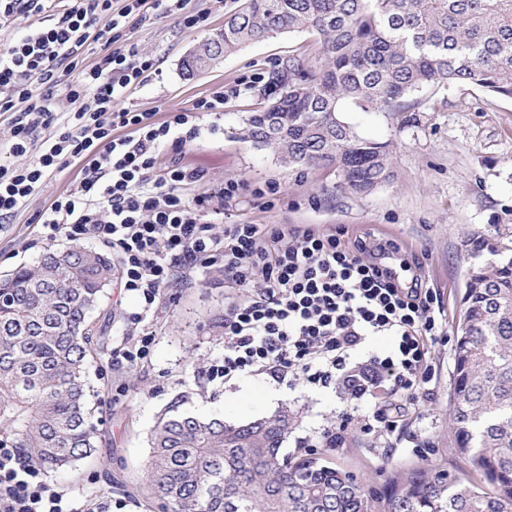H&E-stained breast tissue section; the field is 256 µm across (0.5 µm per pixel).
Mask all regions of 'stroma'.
Returning a JSON list of instances; mask_svg holds the SVG:
<instances>
[{
    "mask_svg": "<svg viewBox=\"0 0 512 512\" xmlns=\"http://www.w3.org/2000/svg\"><path fill=\"white\" fill-rule=\"evenodd\" d=\"M208 13V27L186 30L174 20L150 17L131 25L129 43L155 60L154 73L125 102L154 113L156 121L193 111L195 103L225 90L217 133L202 132L187 143L182 164L203 170V181L184 185L192 199L213 198L207 216L215 232L228 224H316L337 231L346 243L363 240L364 259L386 258L399 281L422 279L440 300L439 319L454 334L461 316V295L468 266L463 241L490 233L494 225L512 226V99L466 84L426 86L409 98L408 112H353L360 135L392 145V178L365 196L336 187L335 169L283 166L273 149L248 138L244 117L256 109L278 59L311 50L315 38L305 31L284 33L251 44L225 57L206 73L187 78L182 61L210 31L222 28L238 0H192ZM77 167L51 173L42 191L0 223V276L36 262L47 250L65 247L66 239L31 242L42 226L40 214L75 185ZM249 184L248 192L226 202L225 182ZM275 185L273 206L252 196V189ZM242 295L223 273L208 271L191 287L172 286L155 310L142 312L135 293L115 284L94 318L107 330L108 351L126 350L138 337H155L147 361L132 368L105 364L93 381L99 390L95 418L97 460L59 478L60 486L82 499L105 503L109 512H149L145 464L148 439L159 414L176 400L207 417L223 412L230 423L269 416L288 406L299 425L288 438V453L317 444V457L353 474L373 491H383L391 477L419 466L445 470L464 481H477L468 458L455 451L450 418L454 346L434 347L435 376L420 399L397 398L401 417L396 432L382 439L364 430L373 402L353 409L341 387L311 390L288 387L265 374H244L228 381L203 378L211 360L224 352L215 325L225 307ZM140 315L132 323V315ZM346 423L344 444L319 447L324 432ZM426 456H419V449Z\"/></svg>",
    "mask_w": 512,
    "mask_h": 512,
    "instance_id": "stroma-1",
    "label": "stroma"
}]
</instances>
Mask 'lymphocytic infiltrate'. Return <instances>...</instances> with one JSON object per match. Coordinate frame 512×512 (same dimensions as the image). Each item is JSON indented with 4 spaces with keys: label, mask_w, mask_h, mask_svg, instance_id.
<instances>
[{
    "label": "lymphocytic infiltrate",
    "mask_w": 512,
    "mask_h": 512,
    "mask_svg": "<svg viewBox=\"0 0 512 512\" xmlns=\"http://www.w3.org/2000/svg\"><path fill=\"white\" fill-rule=\"evenodd\" d=\"M44 13L51 24L35 23ZM150 13L190 30L208 20L190 0H0L1 28L29 20L0 49L8 150L26 159L0 165V222L41 192L48 173L78 164L75 189L39 217L44 239H91L111 249L124 288L147 312L164 288L199 283L214 267L243 290L224 309V353L206 369L207 380L265 373L311 389L335 381L355 401L373 399L382 387L417 398L433 378L432 350L443 334L432 289L399 288L386 269L315 224H228L214 234L210 196L182 193L203 171L176 159L160 166L161 147L181 150L200 128L184 113L158 124L152 113L123 105L155 66L126 40L130 22ZM94 40L105 49L89 64ZM60 85L70 104L63 116ZM118 128L126 136H115ZM377 336L395 337L394 349L359 361ZM0 512L92 510L74 507L68 489L20 449L0 444Z\"/></svg>",
    "instance_id": "obj_1"
}]
</instances>
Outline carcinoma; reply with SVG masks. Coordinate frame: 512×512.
I'll use <instances>...</instances> for the list:
<instances>
[{"mask_svg": "<svg viewBox=\"0 0 512 512\" xmlns=\"http://www.w3.org/2000/svg\"><path fill=\"white\" fill-rule=\"evenodd\" d=\"M320 38L271 73L248 136L282 164L336 166L338 187L368 194L392 176L388 144L360 136L348 112H405L425 86L466 83L512 99V0H242L224 29L182 62L192 78L211 49L228 56L284 33ZM456 329V451L483 484L420 468L379 497L326 459L289 458L283 408L228 423L173 405L157 419L146 463L148 507L164 512H512V227L467 240ZM82 245L52 250L0 279V442L50 474L96 457L92 367L104 337L92 321L117 278Z\"/></svg>", "mask_w": 512, "mask_h": 512, "instance_id": "obj_1", "label": "carcinoma"}]
</instances>
